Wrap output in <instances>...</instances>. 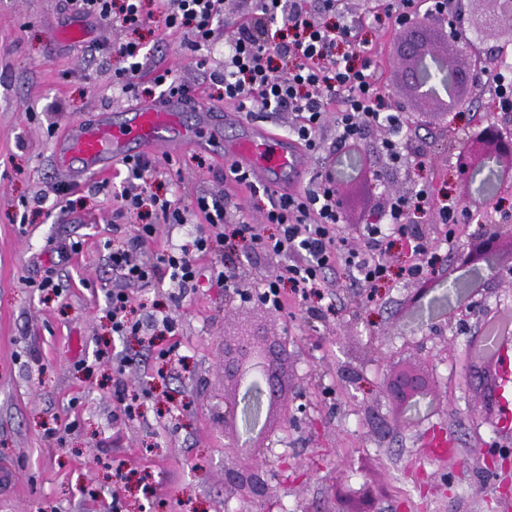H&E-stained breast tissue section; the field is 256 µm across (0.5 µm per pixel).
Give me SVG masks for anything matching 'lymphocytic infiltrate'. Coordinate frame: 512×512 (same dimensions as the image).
<instances>
[{"label": "lymphocytic infiltrate", "instance_id": "lymphocytic-infiltrate-1", "mask_svg": "<svg viewBox=\"0 0 512 512\" xmlns=\"http://www.w3.org/2000/svg\"><path fill=\"white\" fill-rule=\"evenodd\" d=\"M306 2L255 0L249 16L240 21L236 18L238 0H175L167 26L182 32L192 47L209 44L215 29L223 28L224 68L211 73L212 83L223 88L225 99L241 107L292 114L289 133L308 152L319 150V134L332 118L336 121L337 148L359 152L363 132L382 126L388 130L383 147L392 160L424 164L422 155L407 154V118L404 113L392 111L389 95L366 57V43L360 33L373 25V18L348 16L342 0H314L311 8ZM67 3L74 13L108 25H133L143 18L142 0ZM447 12L448 0H391L383 9L391 26L398 29L411 27L419 14L443 16ZM274 27L280 33L276 42L267 38ZM124 165L134 179L140 180L141 187L136 192H121L118 216L127 217L148 204L161 222L184 223L185 209L179 202L157 196L150 185L144 184L145 174L152 169L147 156L125 159ZM228 173L236 183L248 185L252 193L267 197L268 205L259 223L243 216L235 225H228L223 198L200 195L195 208L204 216L207 227L191 241L163 249L150 264L134 261L129 251H112L109 260L119 282L108 301L114 335L136 336L143 329L141 322L129 317V286L147 288L167 278L181 289L197 287L199 272L189 254L212 252L227 226L243 252L284 258L279 274L261 279L257 286L264 305L279 312L287 307L292 295L302 303L323 299L325 273L336 266L345 267L358 283L375 286L389 282V253L397 240L404 242L413 257L412 263L403 267V275L427 280L440 243L411 233L406 222L409 212L434 209L446 224H463L471 217L469 208L461 202L437 203L428 186L410 194L393 191L384 223L363 225L359 239L351 244L339 230L345 221L344 195L334 167H322L305 189L288 194L259 187L236 168H229Z\"/></svg>", "mask_w": 512, "mask_h": 512}]
</instances>
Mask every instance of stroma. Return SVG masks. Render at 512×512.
I'll list each match as a JSON object with an SVG mask.
<instances>
[{
  "mask_svg": "<svg viewBox=\"0 0 512 512\" xmlns=\"http://www.w3.org/2000/svg\"><path fill=\"white\" fill-rule=\"evenodd\" d=\"M172 7V0H145L143 22L111 27L94 19L91 38L63 43L57 32L72 20L64 0H0V512H281L285 505L331 512L335 487L366 484L386 489L377 512H501V502L512 499V444L499 437L495 403L501 361L476 360L471 343L487 321L512 319V246L463 269L475 293L452 322L410 303L413 280L396 275L375 289L354 286L341 267L329 276L335 310L326 315L311 303L292 301L276 313L220 288L182 294L163 282L135 289L132 317L146 323L172 313L174 333L159 334L149 347L137 336H113L108 257L138 222L155 216L116 219L115 196L128 185L123 163L104 177L72 179L54 150L73 121L159 97L153 78L160 70L216 102L207 76L224 67V36L188 47L165 25ZM363 36L382 83H399L395 29ZM125 41L140 42L149 55L128 91L116 82L120 61L93 49ZM393 99L410 115L411 150L427 163H392L382 150L385 129L371 128L363 147L377 178L350 179L352 215L382 214L391 189L425 184L442 199L462 195L460 146L476 117H503L485 92L444 115L401 93ZM149 156L156 162L147 175L153 192L188 212L185 223H156L155 240L135 250L137 259L153 260L164 246L196 235L203 219L190 204L199 195L224 196L260 220L266 197L227 180L215 148ZM37 194L45 203L34 209ZM73 240L80 251L60 262L59 251ZM194 262L204 275L215 264L241 268L247 286L283 264L221 245ZM50 269L60 289L48 295L39 283ZM246 327L287 337L292 355L286 377L295 386L288 397L294 421L266 436L274 480L265 500L240 498L224 486L225 469L254 454L224 431V343ZM100 349L132 362L122 367L98 358ZM407 366L432 370L436 390L381 435L391 413L385 388ZM118 377L140 396L132 414L115 398Z\"/></svg>",
  "mask_w": 512,
  "mask_h": 512,
  "instance_id": "stroma-1",
  "label": "stroma"
}]
</instances>
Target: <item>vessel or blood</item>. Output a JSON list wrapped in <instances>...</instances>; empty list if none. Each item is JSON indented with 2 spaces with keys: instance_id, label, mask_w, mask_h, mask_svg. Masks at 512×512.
<instances>
[{
  "instance_id": "obj_1",
  "label": "vessel or blood",
  "mask_w": 512,
  "mask_h": 512,
  "mask_svg": "<svg viewBox=\"0 0 512 512\" xmlns=\"http://www.w3.org/2000/svg\"><path fill=\"white\" fill-rule=\"evenodd\" d=\"M201 115L200 125L183 121L187 112ZM220 142L225 160L256 180L287 191L303 186L309 160L288 136L245 122L239 111L212 105L192 90L176 89L159 100L139 104L122 123L107 112L72 123L59 139L56 162L73 174H103L114 161L157 147L186 150L199 146L201 130ZM501 433L512 432V359L501 374Z\"/></svg>"
}]
</instances>
